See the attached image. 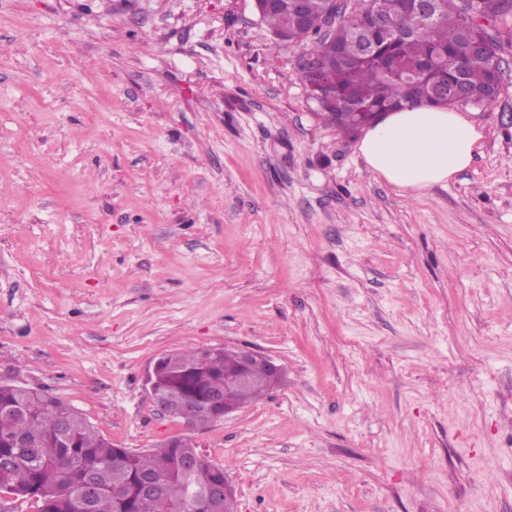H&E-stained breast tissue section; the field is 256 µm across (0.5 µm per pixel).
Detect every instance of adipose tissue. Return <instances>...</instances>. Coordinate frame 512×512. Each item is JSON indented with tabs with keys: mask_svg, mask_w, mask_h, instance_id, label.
<instances>
[{
	"mask_svg": "<svg viewBox=\"0 0 512 512\" xmlns=\"http://www.w3.org/2000/svg\"><path fill=\"white\" fill-rule=\"evenodd\" d=\"M481 137L469 113L410 104L368 127L358 157L374 176L417 197L467 169Z\"/></svg>",
	"mask_w": 512,
	"mask_h": 512,
	"instance_id": "obj_1",
	"label": "adipose tissue"
}]
</instances>
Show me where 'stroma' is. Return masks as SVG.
Masks as SVG:
<instances>
[{
  "label": "stroma",
  "mask_w": 512,
  "mask_h": 512,
  "mask_svg": "<svg viewBox=\"0 0 512 512\" xmlns=\"http://www.w3.org/2000/svg\"><path fill=\"white\" fill-rule=\"evenodd\" d=\"M470 167L413 197L254 0H0V383L112 444L191 437L236 512H512V21ZM285 379L205 430L162 356ZM300 72L303 83L306 86L309 97L315 101L320 108L324 97L323 89L328 83V79L320 71L318 63L314 59L305 56L300 63Z\"/></svg>",
  "instance_id": "35a3bbf8"
}]
</instances>
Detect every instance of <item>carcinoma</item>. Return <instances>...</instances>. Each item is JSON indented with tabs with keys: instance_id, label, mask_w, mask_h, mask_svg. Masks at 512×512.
<instances>
[{
	"instance_id": "cac0c4a2",
	"label": "carcinoma",
	"mask_w": 512,
	"mask_h": 512,
	"mask_svg": "<svg viewBox=\"0 0 512 512\" xmlns=\"http://www.w3.org/2000/svg\"><path fill=\"white\" fill-rule=\"evenodd\" d=\"M389 21L386 35H374L362 53L355 37L357 18L336 21L322 34L326 0H311L305 27L290 31L291 41L311 42L309 54L326 65L333 82L325 92L329 105L319 116L345 133L366 125L372 114L405 104L438 106L432 96L439 84L465 83L483 106L497 99L501 83L491 68L496 43L490 31L464 17L466 0H439L436 20L405 7L406 0H364ZM471 7L495 20L512 16V0H471ZM180 368L164 377L168 415L182 418L188 400L201 387L224 390V364L236 357L220 355L196 371L199 351L177 352ZM258 383L231 392L226 402L241 407L255 401L281 381L262 367L253 370ZM115 448L78 411L56 397L26 387L0 384V456H11L13 467L0 470V493L35 497L40 512H83L91 497L94 512H160L159 504L137 492L140 476L153 473L163 483L165 498L179 504L190 484L205 490L224 480V468L204 461L186 478L178 456L197 451L191 437L177 447L154 448L128 461L112 476Z\"/></svg>"
}]
</instances>
